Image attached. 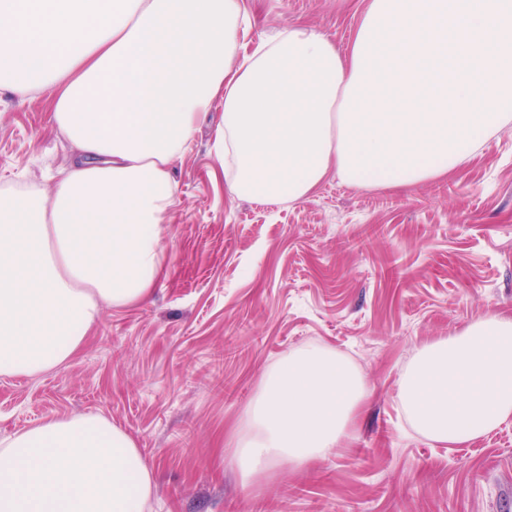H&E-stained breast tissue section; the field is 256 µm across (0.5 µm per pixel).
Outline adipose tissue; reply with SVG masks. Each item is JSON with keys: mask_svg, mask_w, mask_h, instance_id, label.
<instances>
[{"mask_svg": "<svg viewBox=\"0 0 512 512\" xmlns=\"http://www.w3.org/2000/svg\"><path fill=\"white\" fill-rule=\"evenodd\" d=\"M245 0H0V92L45 97L68 141L51 194L0 189V376L67 362L104 307L153 293L172 173L208 111L230 195L293 203L329 173L366 188L447 177L512 123V0H368L349 53L284 26L241 54ZM370 389L309 345L266 372L232 454L242 486L350 439ZM398 400L438 443L512 419V315L418 347ZM153 471L101 415L0 441V512H148Z\"/></svg>", "mask_w": 512, "mask_h": 512, "instance_id": "obj_1", "label": "adipose tissue"}]
</instances>
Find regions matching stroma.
Wrapping results in <instances>:
<instances>
[{
    "label": "stroma",
    "mask_w": 512,
    "mask_h": 512,
    "mask_svg": "<svg viewBox=\"0 0 512 512\" xmlns=\"http://www.w3.org/2000/svg\"><path fill=\"white\" fill-rule=\"evenodd\" d=\"M249 42L287 24L349 52L362 0H246ZM214 107L177 165L169 271L136 307L104 308L77 353L0 376V439L98 414L155 473L152 512H512V420L447 446L398 402L417 346L512 313V125L448 177L366 189L328 175L292 204L232 197L213 177ZM68 142L45 99L0 93V188L50 190ZM318 344L370 385L355 436L306 468L242 489L229 462L264 371Z\"/></svg>",
    "instance_id": "1"
}]
</instances>
